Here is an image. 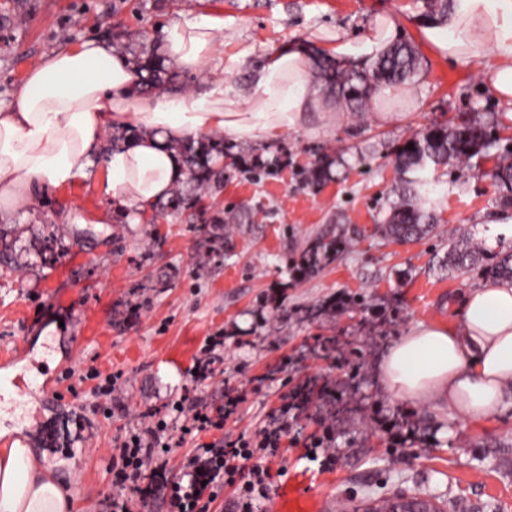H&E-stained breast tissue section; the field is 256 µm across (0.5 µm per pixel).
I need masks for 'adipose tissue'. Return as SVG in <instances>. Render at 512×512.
Segmentation results:
<instances>
[{
	"mask_svg": "<svg viewBox=\"0 0 512 512\" xmlns=\"http://www.w3.org/2000/svg\"><path fill=\"white\" fill-rule=\"evenodd\" d=\"M426 38L452 63L479 62L486 88L512 121V0H454ZM397 38L388 22L372 35L334 34L338 59L366 63ZM224 19L200 15L164 30L162 50L178 68L207 77L205 91L144 94L145 73L111 43L86 40L41 56L15 104L0 108V222L34 210L44 188L93 182L109 205L141 210L169 198L186 178L180 142L223 139L270 144L310 107V73L300 50L271 54L253 78L249 106L236 111L224 81ZM123 143L100 154L113 130ZM454 321L412 323L388 349L381 380L411 406L478 423L512 390V282L488 280L454 304ZM68 492L21 441L0 448V512H71Z\"/></svg>",
	"mask_w": 512,
	"mask_h": 512,
	"instance_id": "ef3b65f1",
	"label": "adipose tissue"
}]
</instances>
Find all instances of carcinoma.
<instances>
[{
	"instance_id": "1",
	"label": "carcinoma",
	"mask_w": 512,
	"mask_h": 512,
	"mask_svg": "<svg viewBox=\"0 0 512 512\" xmlns=\"http://www.w3.org/2000/svg\"><path fill=\"white\" fill-rule=\"evenodd\" d=\"M418 52L408 41L387 46L366 68L335 66L323 68L336 96L351 107L365 104L381 84H403L414 74ZM413 149H403L398 156L401 173V200L392 207L387 230L399 240H421L435 232L433 192L426 172L430 165L446 166L453 161H468L487 151L490 143L480 128L460 125L448 129L435 127L413 138ZM448 267L463 276L473 272L512 281V254L507 253L492 264L484 263L485 248L466 229L448 231Z\"/></svg>"
}]
</instances>
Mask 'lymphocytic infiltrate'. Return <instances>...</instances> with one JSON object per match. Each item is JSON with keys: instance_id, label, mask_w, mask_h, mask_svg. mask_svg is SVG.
I'll return each instance as SVG.
<instances>
[{"instance_id": "obj_1", "label": "lymphocytic infiltrate", "mask_w": 512, "mask_h": 512, "mask_svg": "<svg viewBox=\"0 0 512 512\" xmlns=\"http://www.w3.org/2000/svg\"><path fill=\"white\" fill-rule=\"evenodd\" d=\"M166 419L148 421L145 427L128 432L112 455V485L117 493L106 500L102 512H131L134 498L143 496L145 473L163 479L176 512H210L225 486L236 488L241 512H260L268 498L270 472L266 458L276 456L286 426L252 436H239L231 447L202 443L185 458L178 479L166 478L167 449L162 436Z\"/></svg>"}]
</instances>
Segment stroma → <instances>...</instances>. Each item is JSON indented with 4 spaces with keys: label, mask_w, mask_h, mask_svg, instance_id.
<instances>
[{
    "label": "stroma",
    "mask_w": 512,
    "mask_h": 512,
    "mask_svg": "<svg viewBox=\"0 0 512 512\" xmlns=\"http://www.w3.org/2000/svg\"><path fill=\"white\" fill-rule=\"evenodd\" d=\"M224 19V80L239 101L267 56L303 49L311 27L367 35L392 19L420 53L404 85L413 120L380 123L374 103L352 110L320 75L310 89L323 109L270 145L240 141L181 145L188 178L170 199L129 223L128 209L96 221L90 183L52 191L37 212L0 223V354L28 339L31 395L0 402V428L22 438L39 464L57 467L71 512H100L111 498L113 448L145 412L174 403L224 410V439L288 416L269 459L266 512H326L335 500L364 508L395 495L445 512H512V406L483 423L450 424L443 412L395 402L379 366L410 323L447 320L479 275L449 278L447 245L435 235L402 244L382 226L399 200L396 154L434 125L482 127L486 162L429 171L441 227H468L488 242L512 222L500 201L512 186L491 170L512 149V125L474 64H451L423 34L425 0H0V108L10 106L30 65L88 39L110 41L166 92L203 90L161 50L162 29L185 16ZM66 214L78 224L62 223ZM336 251H313L315 239ZM211 336L223 344L205 351ZM209 360L212 378H197ZM122 372L112 398L93 371ZM333 459L306 460L326 423Z\"/></svg>",
    "instance_id": "stroma-1"
}]
</instances>
